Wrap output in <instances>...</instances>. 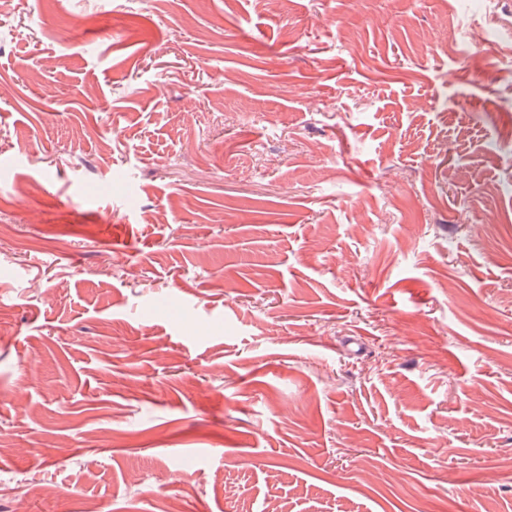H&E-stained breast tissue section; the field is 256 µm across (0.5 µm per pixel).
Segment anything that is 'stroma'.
Here are the masks:
<instances>
[{
  "label": "stroma",
  "instance_id": "obj_1",
  "mask_svg": "<svg viewBox=\"0 0 512 512\" xmlns=\"http://www.w3.org/2000/svg\"><path fill=\"white\" fill-rule=\"evenodd\" d=\"M507 116L512 0H16L0 512H512Z\"/></svg>",
  "mask_w": 512,
  "mask_h": 512
}]
</instances>
